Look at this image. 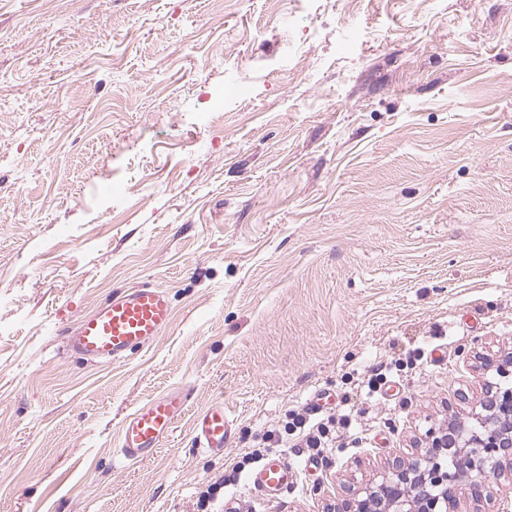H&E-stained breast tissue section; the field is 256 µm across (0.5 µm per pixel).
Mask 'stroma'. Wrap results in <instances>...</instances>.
Segmentation results:
<instances>
[{
	"instance_id": "stroma-1",
	"label": "stroma",
	"mask_w": 512,
	"mask_h": 512,
	"mask_svg": "<svg viewBox=\"0 0 512 512\" xmlns=\"http://www.w3.org/2000/svg\"><path fill=\"white\" fill-rule=\"evenodd\" d=\"M230 67L249 92L198 123ZM145 285L174 307L152 344L67 349ZM511 352L512 0H0V512H327L512 386L483 369ZM174 388L189 417L125 461ZM217 401L213 456L190 416ZM293 408L351 435L285 447L295 483L260 497L232 467ZM470 484L459 512L512 502V472ZM190 398L183 389L170 391L138 408L120 429L121 457L138 460L156 451L187 412ZM232 424L223 402L214 403L195 417V440L200 448L211 453H222L230 438Z\"/></svg>"
}]
</instances>
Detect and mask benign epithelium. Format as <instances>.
<instances>
[{"label":"benign epithelium","mask_w":512,"mask_h":512,"mask_svg":"<svg viewBox=\"0 0 512 512\" xmlns=\"http://www.w3.org/2000/svg\"><path fill=\"white\" fill-rule=\"evenodd\" d=\"M479 406L470 424L427 429L421 455L407 465L392 464L363 486L348 488L336 512H378L380 505L383 512H457L458 475L440 462L450 447L469 461L474 495L480 496L492 475L512 471V390L499 391Z\"/></svg>","instance_id":"1"}]
</instances>
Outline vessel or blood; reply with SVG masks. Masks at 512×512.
I'll return each mask as SVG.
<instances>
[{
  "label": "vessel or blood",
  "mask_w": 512,
  "mask_h": 512,
  "mask_svg": "<svg viewBox=\"0 0 512 512\" xmlns=\"http://www.w3.org/2000/svg\"><path fill=\"white\" fill-rule=\"evenodd\" d=\"M173 308L164 289L139 287L112 296L91 315L81 318L65 334L69 351L95 362H116L154 341L171 324ZM189 392L170 391L138 408L124 422L119 434L123 459L137 460L156 451L188 410ZM232 421L217 402L194 420L195 439L201 448L223 452ZM296 471L283 455L269 457L249 477L252 489L275 497L294 483Z\"/></svg>",
  "instance_id": "b4317fda"
}]
</instances>
